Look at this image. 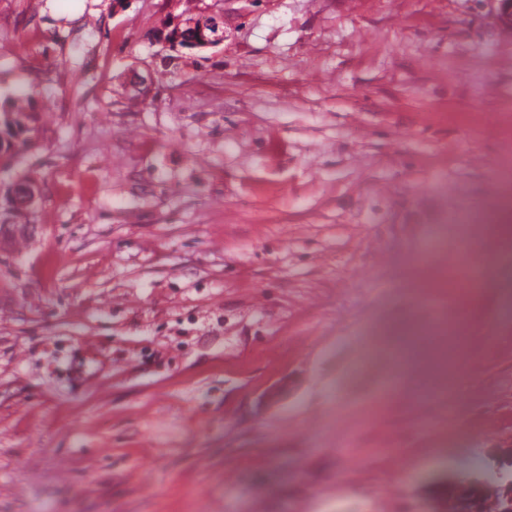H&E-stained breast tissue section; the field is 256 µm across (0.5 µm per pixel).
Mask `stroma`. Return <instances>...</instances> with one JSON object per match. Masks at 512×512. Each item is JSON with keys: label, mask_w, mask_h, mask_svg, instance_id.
I'll list each match as a JSON object with an SVG mask.
<instances>
[{"label": "stroma", "mask_w": 512, "mask_h": 512, "mask_svg": "<svg viewBox=\"0 0 512 512\" xmlns=\"http://www.w3.org/2000/svg\"><path fill=\"white\" fill-rule=\"evenodd\" d=\"M493 10L0 0V101L39 113L0 156L39 189L0 237V512H428L512 464V208L462 256L455 204L512 176ZM190 12L223 43L166 47ZM439 330L453 375L391 370Z\"/></svg>", "instance_id": "stroma-1"}]
</instances>
